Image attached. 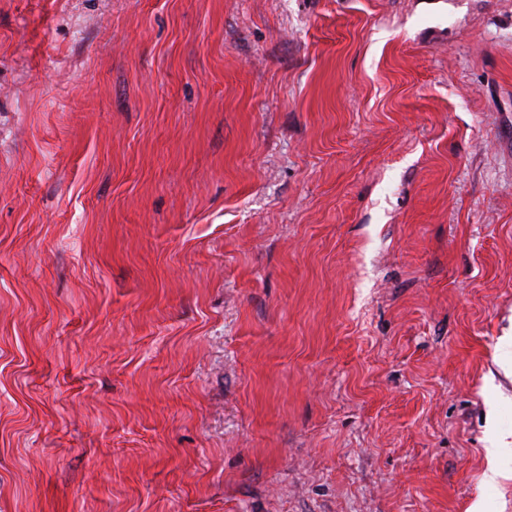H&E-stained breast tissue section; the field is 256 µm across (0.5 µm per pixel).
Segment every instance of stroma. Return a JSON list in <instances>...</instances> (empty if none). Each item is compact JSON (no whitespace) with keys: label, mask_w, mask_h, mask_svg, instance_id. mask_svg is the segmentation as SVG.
<instances>
[{"label":"stroma","mask_w":512,"mask_h":512,"mask_svg":"<svg viewBox=\"0 0 512 512\" xmlns=\"http://www.w3.org/2000/svg\"><path fill=\"white\" fill-rule=\"evenodd\" d=\"M0 512H512V0H0Z\"/></svg>","instance_id":"1"}]
</instances>
